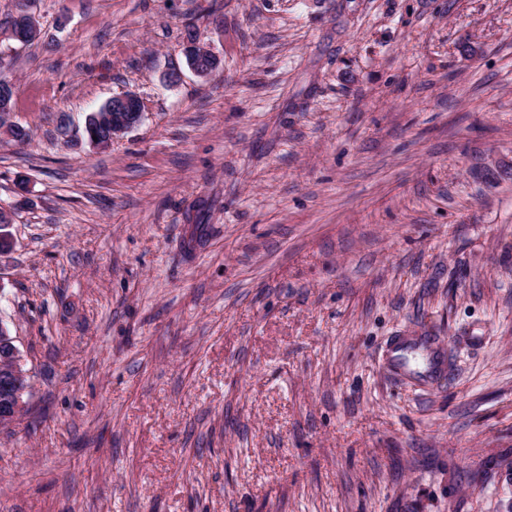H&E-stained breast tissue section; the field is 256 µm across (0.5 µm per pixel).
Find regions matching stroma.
<instances>
[{
    "instance_id": "stroma-1",
    "label": "stroma",
    "mask_w": 512,
    "mask_h": 512,
    "mask_svg": "<svg viewBox=\"0 0 512 512\" xmlns=\"http://www.w3.org/2000/svg\"><path fill=\"white\" fill-rule=\"evenodd\" d=\"M30 10L0 512H512V0ZM120 105L126 111L120 112L113 108L112 99H109L97 112H93L86 118L82 130V138L90 145L97 146V143L108 136L109 132L116 127L127 123L131 114L138 112L140 118L143 115V103L136 94H125L119 96ZM96 136L97 141L93 140ZM5 343L9 346V355L0 360V373H9L10 379L13 382L12 396L7 403H2L0 406V418L14 419L21 410L22 395L29 389L30 381L26 384L25 378H29L27 371H23L22 359L16 346L13 345L14 340H6ZM3 360V362H2Z\"/></svg>"
}]
</instances>
